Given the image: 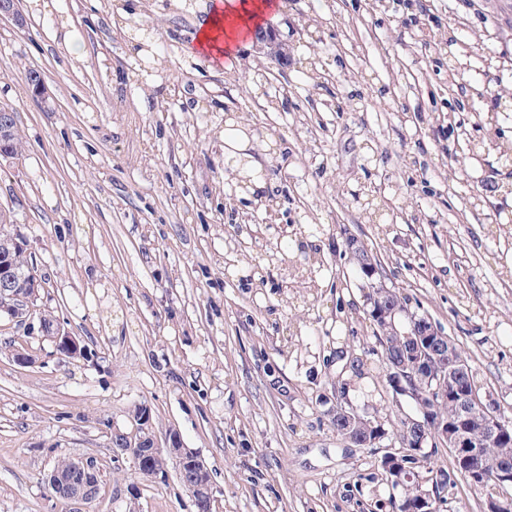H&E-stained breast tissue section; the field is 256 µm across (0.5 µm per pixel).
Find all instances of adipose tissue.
Listing matches in <instances>:
<instances>
[{"instance_id": "ef3b65f1", "label": "adipose tissue", "mask_w": 512, "mask_h": 512, "mask_svg": "<svg viewBox=\"0 0 512 512\" xmlns=\"http://www.w3.org/2000/svg\"><path fill=\"white\" fill-rule=\"evenodd\" d=\"M269 0H224L214 7L208 22L194 40L196 52L236 60L243 41L241 28H254L270 9Z\"/></svg>"}]
</instances>
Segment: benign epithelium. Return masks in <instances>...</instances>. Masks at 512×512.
<instances>
[{"mask_svg": "<svg viewBox=\"0 0 512 512\" xmlns=\"http://www.w3.org/2000/svg\"><path fill=\"white\" fill-rule=\"evenodd\" d=\"M10 20L15 25L23 27L26 18L20 10L17 0H0V21ZM253 41L258 53L273 58L282 64L290 60L288 44L278 38L276 32L270 28L258 27L253 34ZM27 83L32 93L37 97H44L46 93L45 81L42 73L32 69L27 74ZM13 110L0 109V157L14 158L18 153L8 145V137L12 128ZM347 247L353 259L358 263L370 286L376 288L382 284L380 266L368 255H362L363 246L355 238L347 240ZM28 284H17L13 270L4 256L0 254V314L4 313L12 318H25L37 310L39 289L42 288L41 278L32 270L27 276ZM374 316L387 323L395 324L400 320L399 310L382 305L379 297L370 298ZM402 321V320H400ZM402 324L408 327L407 335L415 336L425 341L428 346L430 361L426 364H417L412 369L414 389L409 391L403 386L402 379L405 373L397 368L389 374L394 390L409 394L413 397L417 414L407 416L412 430L410 437V455L421 463L426 440L430 439L449 451L463 456L470 465L468 477L477 483L490 472L501 473L506 469L498 459L485 453V448L512 435V420H505L497 414L493 401L486 397L479 405L485 410L486 418L476 426H465L463 422L469 420L471 409V395L468 391H458L460 382L470 374V369L462 362L448 363V348L453 340L442 333L427 316L418 313H406ZM41 332L51 338L56 349L65 350L76 358L87 355L86 347L67 332L57 322H40ZM457 392L455 402L457 417L462 424H449L448 421L436 415L438 402L448 401L450 391ZM334 416L346 424L361 423L366 413L354 407L347 398L336 397V411ZM112 436L119 437V451L128 448L136 449L137 461L145 464L147 459L154 455L155 448L159 447L156 439L143 442L135 438V434H127L114 430ZM381 437V430L373 423L366 424L364 433L352 439L356 447L368 448L375 445ZM165 449L175 457L186 469L193 472L194 488L202 494L211 491L210 475L201 459L196 453L183 446L180 435L171 431L165 437ZM47 484L55 489L63 490V497L69 506V512H82L90 501V496L99 491L98 470L90 459H74L66 472L52 468L47 476Z\"/></svg>", "mask_w": 512, "mask_h": 512, "instance_id": "benign-epithelium-1", "label": "benign epithelium"}]
</instances>
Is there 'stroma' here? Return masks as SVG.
<instances>
[{
    "mask_svg": "<svg viewBox=\"0 0 512 512\" xmlns=\"http://www.w3.org/2000/svg\"><path fill=\"white\" fill-rule=\"evenodd\" d=\"M217 2L20 0L26 26L0 22V105L24 141L0 160V209L39 307L98 355L0 314V512H66L45 482L64 457L100 463L88 512H197L177 462L145 478L113 452L138 405L201 458L212 512H396L380 459L400 408L349 236L512 419V0H428L421 17L410 0H276L264 23L290 61L249 47L230 69L188 51ZM228 113L262 135L273 210L236 188ZM341 383L375 410L377 447L331 429Z\"/></svg>",
    "mask_w": 512,
    "mask_h": 512,
    "instance_id": "35a3bbf8",
    "label": "stroma"
}]
</instances>
